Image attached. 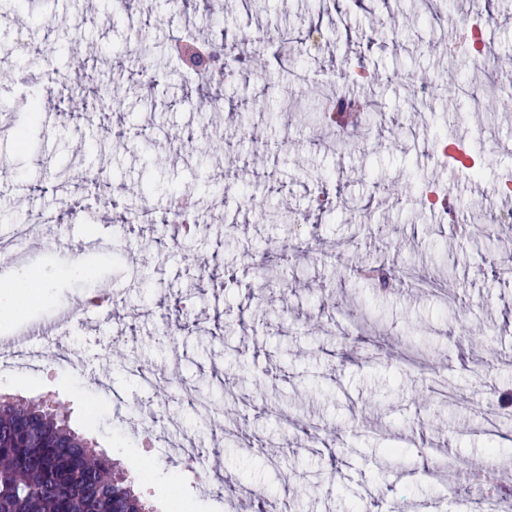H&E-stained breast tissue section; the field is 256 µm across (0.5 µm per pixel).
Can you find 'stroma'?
I'll return each mask as SVG.
<instances>
[{
    "mask_svg": "<svg viewBox=\"0 0 512 512\" xmlns=\"http://www.w3.org/2000/svg\"><path fill=\"white\" fill-rule=\"evenodd\" d=\"M114 0H42L35 25L0 0V241L18 252L17 226H41L32 266L46 296L0 319V336L72 309L90 287H110L109 314L80 319L36 372H0V398L61 408L72 428L118 464L151 512H225L224 498L201 485L200 472L172 457L189 435L238 489H265L292 512H484V501L443 498L418 465L438 448L457 458L441 481L465 485L470 465L512 463V223L498 224L493 186L512 173V111L497 104L496 75L512 70V0H433L430 20L413 0H209L193 38L217 28L251 36L258 67L210 84L206 99L167 48L184 31L173 0H140L136 15ZM482 13L495 48L464 65L449 55L464 17ZM52 48L48 81L37 50ZM363 57L377 74L371 118L330 128L305 114L344 62ZM88 76L81 101L70 90L75 65ZM112 87L122 108H102L97 88ZM38 95L48 118L38 138L17 147L12 127L22 101ZM300 100L298 112L282 103ZM481 107H474V100ZM448 136L485 156L483 176L457 180L455 198L480 212L485 232L462 239L433 220L422 196L432 184L427 160ZM330 191L332 202L314 200ZM188 198L206 223L172 243L160 225H122L129 209L163 214ZM82 211L66 234L46 231L48 216ZM288 208L297 224L262 214ZM294 243L288 267L268 274L256 247ZM81 251L93 280L71 275ZM206 255L200 268L194 256ZM386 261L403 276L378 296L351 267ZM383 313L357 325L352 300ZM190 308L177 344L162 334L176 302ZM425 369L417 374L411 362ZM210 395V410L182 405L180 387ZM147 415L175 420L168 440L133 432ZM314 423L319 448L307 447L293 422ZM232 426L223 433L222 423ZM508 432L488 451L487 424ZM406 455L380 467L384 448Z\"/></svg>",
    "mask_w": 512,
    "mask_h": 512,
    "instance_id": "stroma-1",
    "label": "stroma"
}]
</instances>
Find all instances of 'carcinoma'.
I'll list each match as a JSON object with an SVG mask.
<instances>
[{
  "label": "carcinoma",
  "mask_w": 512,
  "mask_h": 512,
  "mask_svg": "<svg viewBox=\"0 0 512 512\" xmlns=\"http://www.w3.org/2000/svg\"><path fill=\"white\" fill-rule=\"evenodd\" d=\"M247 36L223 38L213 46L224 59L246 63ZM371 111V102L317 101L314 117L327 126L344 127ZM38 98L30 99L16 131L22 143L41 126ZM364 280L372 290L388 292L395 272L382 263L366 265ZM0 512H148L131 482L108 455L73 431L63 413L35 402L0 400Z\"/></svg>",
  "instance_id": "cac0c4a2"
}]
</instances>
